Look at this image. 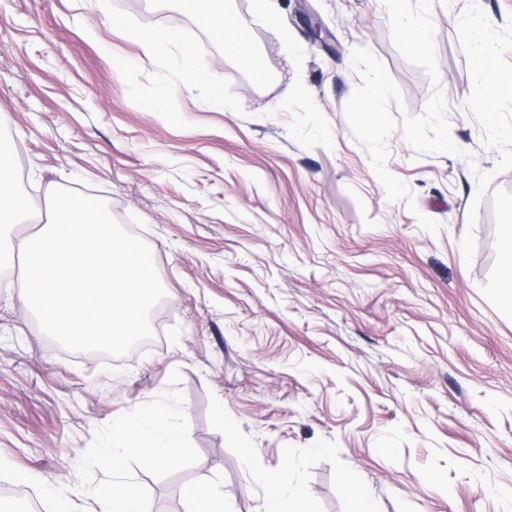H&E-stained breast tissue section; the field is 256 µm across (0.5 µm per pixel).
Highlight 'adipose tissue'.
Segmentation results:
<instances>
[{"label": "adipose tissue", "mask_w": 512, "mask_h": 512, "mask_svg": "<svg viewBox=\"0 0 512 512\" xmlns=\"http://www.w3.org/2000/svg\"><path fill=\"white\" fill-rule=\"evenodd\" d=\"M192 15L219 33L226 51L251 75H260L262 69L255 52L231 26L224 12V0H185ZM131 42L140 50L141 60L162 68L168 63V52L181 41L179 32L170 27H154L145 33H134ZM116 443L112 452L97 459L101 472L111 476V483L96 488L92 494L90 512H147L143 497L122 477L128 458H137L145 470H157L179 462L188 450L182 437L170 433L165 423L150 409L116 419L112 425ZM264 496L259 512H313L312 501L300 488L291 487L289 466L264 474Z\"/></svg>", "instance_id": "1"}]
</instances>
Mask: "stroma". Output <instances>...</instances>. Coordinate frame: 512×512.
Returning a JSON list of instances; mask_svg holds the SVG:
<instances>
[{
  "instance_id": "35a3bbf8",
  "label": "stroma",
  "mask_w": 512,
  "mask_h": 512,
  "mask_svg": "<svg viewBox=\"0 0 512 512\" xmlns=\"http://www.w3.org/2000/svg\"><path fill=\"white\" fill-rule=\"evenodd\" d=\"M227 0L256 82L181 0H0V123L42 218L90 190L150 248L165 289L153 343L122 356L44 336L0 279V488L77 512L106 476L115 418L151 408L188 459L124 480L151 512H191L209 483L257 512L290 464L315 512H512V98L475 105L472 15L512 84V0ZM330 32L314 39L308 14ZM180 31L224 86L190 83L180 49L138 63L147 21ZM401 21L430 28L408 51ZM289 37H282V30ZM380 95L362 122L353 106ZM165 105L149 111L145 102ZM237 426L225 441L216 409ZM25 480H15V473ZM346 483L352 491L351 512H377V506L372 493L348 476Z\"/></svg>"
}]
</instances>
